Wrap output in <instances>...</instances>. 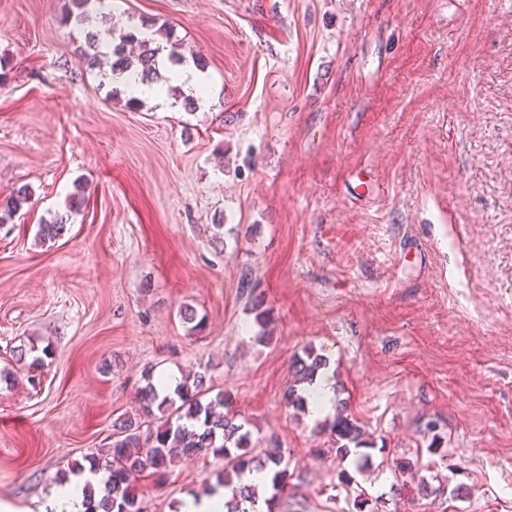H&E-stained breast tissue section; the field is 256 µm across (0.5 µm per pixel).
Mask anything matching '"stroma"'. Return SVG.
Wrapping results in <instances>:
<instances>
[{
  "label": "stroma",
  "instance_id": "stroma-1",
  "mask_svg": "<svg viewBox=\"0 0 512 512\" xmlns=\"http://www.w3.org/2000/svg\"><path fill=\"white\" fill-rule=\"evenodd\" d=\"M67 2L0 0V200L32 194L0 225V367L52 352L0 383V503L36 512L108 447L146 371L206 367L280 440L277 512H512V0H111L205 61L191 112L114 98ZM307 347L372 439L368 505L338 478L354 458L285 402ZM219 466L140 480L143 512H180ZM250 310L254 313V320L257 325L262 329V332L257 337L259 343H264L268 338V330L270 329L273 319L270 310L264 306V301L260 296H255L251 301ZM38 351L39 348L34 342L13 347V349L10 350L11 355L8 360V365H15L20 368L24 367L27 368L29 372L30 370L34 371L43 365V358L35 354ZM29 359H31L30 362Z\"/></svg>",
  "mask_w": 512,
  "mask_h": 512
}]
</instances>
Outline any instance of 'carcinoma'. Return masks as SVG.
Wrapping results in <instances>:
<instances>
[{
	"label": "carcinoma",
	"instance_id": "obj_1",
	"mask_svg": "<svg viewBox=\"0 0 512 512\" xmlns=\"http://www.w3.org/2000/svg\"><path fill=\"white\" fill-rule=\"evenodd\" d=\"M97 0H69L62 22L84 25L91 18V7ZM146 21L139 25H120L110 15H102L95 29L85 33V49L81 59L89 68H102L110 63L112 73L127 74L134 81L151 82L159 78L158 63L162 52L173 66L186 63V57L176 44L166 47ZM31 193L26 187L14 191L0 202V224L12 220L25 205ZM67 224L54 221L39 225L38 236L44 242L64 236ZM250 310L262 329L257 336L260 343L268 339L273 319L261 297L251 301ZM47 353L30 342L10 350L8 364L35 370L43 365L37 352ZM328 360L308 348L293 360L291 367L297 383L288 387L287 404L301 410L307 404V385L315 373L326 367ZM329 431L332 447L344 459L361 448L370 447L358 423L345 415V407L337 408L336 417L323 424ZM211 455L222 462L217 485L228 488L232 496L224 503L227 512H246L244 505L254 504L259 498L258 487L242 483L246 472L265 471L269 481L264 485L267 512H275L288 487V461L285 460L275 437L259 442L252 437L251 422L230 409L224 391L214 390L204 372L184 377L173 392L161 394L147 375V384L141 389L139 410L133 415L119 417L112 423V443L102 453L85 455L86 465H77L75 471L106 470L103 493L96 495L93 485L85 487L86 512H143L136 493V481L148 470L158 474L179 457Z\"/></svg>",
	"mask_w": 512,
	"mask_h": 512
}]
</instances>
